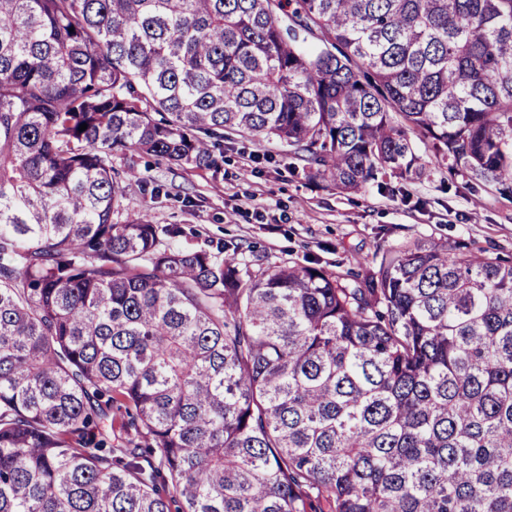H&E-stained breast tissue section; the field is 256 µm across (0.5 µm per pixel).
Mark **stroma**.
<instances>
[{
	"label": "stroma",
	"instance_id": "stroma-1",
	"mask_svg": "<svg viewBox=\"0 0 512 512\" xmlns=\"http://www.w3.org/2000/svg\"><path fill=\"white\" fill-rule=\"evenodd\" d=\"M129 212L157 224H182L196 243L241 246L248 259L360 271L377 249L445 240L467 253L512 260V196L463 171L427 166L423 176L386 174L357 194L308 179L302 161L276 142L235 136L219 171L169 167L145 157L117 158ZM167 193L154 197L155 185Z\"/></svg>",
	"mask_w": 512,
	"mask_h": 512
}]
</instances>
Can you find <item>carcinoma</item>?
I'll return each instance as SVG.
<instances>
[{"label":"carcinoma","instance_id":"cac0c4a2","mask_svg":"<svg viewBox=\"0 0 512 512\" xmlns=\"http://www.w3.org/2000/svg\"><path fill=\"white\" fill-rule=\"evenodd\" d=\"M226 133L512 195V0H0V512H512V263L124 214L113 157Z\"/></svg>","mask_w":512,"mask_h":512}]
</instances>
